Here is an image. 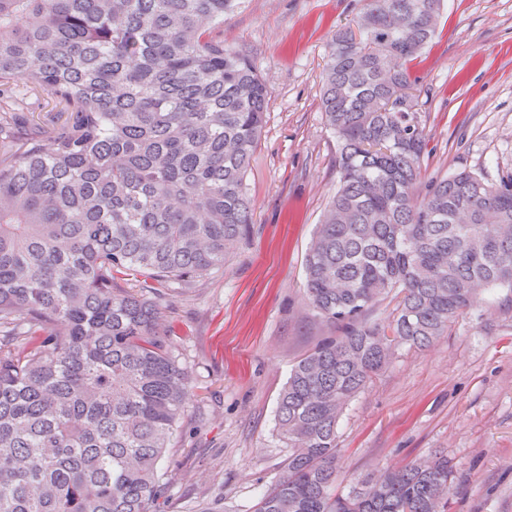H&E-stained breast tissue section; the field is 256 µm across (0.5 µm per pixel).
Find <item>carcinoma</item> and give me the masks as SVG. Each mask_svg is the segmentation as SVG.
Returning a JSON list of instances; mask_svg holds the SVG:
<instances>
[{"mask_svg": "<svg viewBox=\"0 0 512 512\" xmlns=\"http://www.w3.org/2000/svg\"><path fill=\"white\" fill-rule=\"evenodd\" d=\"M443 0H368L328 45L339 185L306 299L344 334L290 371L289 448L252 512H446L435 455L336 493L343 406L401 345L430 346L484 290L512 292V177L461 170L416 194L409 63ZM236 0H0V512H167V449L192 388L160 289L224 270L251 224L267 112L224 46ZM51 108L34 112L27 97ZM387 321L369 322L381 301Z\"/></svg>", "mask_w": 512, "mask_h": 512, "instance_id": "obj_1", "label": "carcinoma"}]
</instances>
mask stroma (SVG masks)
<instances>
[{
    "mask_svg": "<svg viewBox=\"0 0 512 512\" xmlns=\"http://www.w3.org/2000/svg\"><path fill=\"white\" fill-rule=\"evenodd\" d=\"M366 0H238L225 46L246 52L268 98L247 178L250 233L224 271L161 300L174 354L192 377L163 481L168 512H249L283 472L277 399L291 367L336 328L305 295V256L336 191L337 144L321 110L332 34ZM426 138L419 194L467 169L512 174V0H445L411 62ZM485 292L424 349L402 346L338 424L340 489L441 451L456 478L448 512H512V301Z\"/></svg>",
    "mask_w": 512,
    "mask_h": 512,
    "instance_id": "stroma-1",
    "label": "stroma"
}]
</instances>
